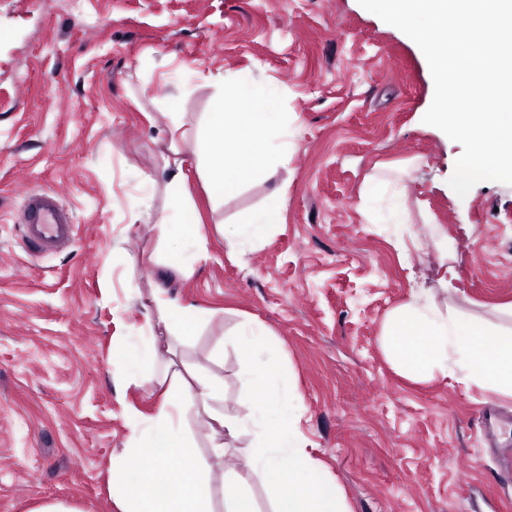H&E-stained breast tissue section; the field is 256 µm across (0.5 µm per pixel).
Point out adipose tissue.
<instances>
[{
    "label": "adipose tissue",
    "instance_id": "obj_1",
    "mask_svg": "<svg viewBox=\"0 0 512 512\" xmlns=\"http://www.w3.org/2000/svg\"><path fill=\"white\" fill-rule=\"evenodd\" d=\"M277 98L276 88L241 78L219 91L212 111L195 129L185 128L181 113H170L169 154L163 159L165 206L156 218L140 206L132 208L133 220L154 221L168 243L170 278L191 276L205 244L179 142H195L198 175L214 205H222L243 182L273 173L287 156L296 118L280 111ZM404 199L403 187L375 181L363 197L380 224L394 231L400 247L406 244L400 231ZM277 221L271 206L231 226L224 238L231 250L241 252ZM150 301L143 324L113 340L119 387L154 384L166 394L153 413L126 409L129 434L110 469L118 512H257L254 498L238 490L233 471L222 468L232 441L244 434L250 437L242 451L246 466L274 493L270 512H350L335 481L298 437L302 409L290 394L287 372L271 353L265 324L245 320L233 331L249 365V384L242 414H229L223 377L194 364H178L176 350H160L155 332L160 326L176 341H185L209 321V311L157 284ZM381 343L393 364L415 379L449 377L492 396L512 397V330L455 315L440 306L432 291L412 290L386 319ZM172 457L178 467H169ZM218 470L224 473L220 509L210 482Z\"/></svg>",
    "mask_w": 512,
    "mask_h": 512
}]
</instances>
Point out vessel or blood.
<instances>
[{
	"label": "vessel or blood",
	"mask_w": 512,
	"mask_h": 512,
	"mask_svg": "<svg viewBox=\"0 0 512 512\" xmlns=\"http://www.w3.org/2000/svg\"><path fill=\"white\" fill-rule=\"evenodd\" d=\"M74 216L57 194L31 191L22 207L21 247L30 255L53 254L76 240Z\"/></svg>",
	"instance_id": "vessel-or-blood-1"
}]
</instances>
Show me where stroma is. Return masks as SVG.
Wrapping results in <instances>:
<instances>
[{"label":"stroma","instance_id":"obj_1","mask_svg":"<svg viewBox=\"0 0 512 512\" xmlns=\"http://www.w3.org/2000/svg\"><path fill=\"white\" fill-rule=\"evenodd\" d=\"M183 62L199 73L172 91L187 126L238 76L276 86L280 110L298 117L288 159L220 208L189 175L205 253L170 290L213 315L184 356L223 345L216 370L235 410L247 364L229 333L263 322L304 410L302 443L351 512H512V481L477 426L488 396L417 381L380 345L415 288L512 327V185L451 189L463 148L422 121L427 60L358 0H83L75 14L0 0V512H116L109 467L125 410L151 411L157 397L149 385L117 389L112 339L142 324L128 291L149 293L165 253L130 208L144 177L163 176L155 140L170 106L153 96ZM383 170L405 186V226L422 248L400 251L364 210V185ZM33 190L56 192L77 224L73 246L37 260L18 244ZM272 202L279 224L230 252L217 223ZM431 222L453 251L450 292Z\"/></svg>","mask_w":512,"mask_h":512}]
</instances>
